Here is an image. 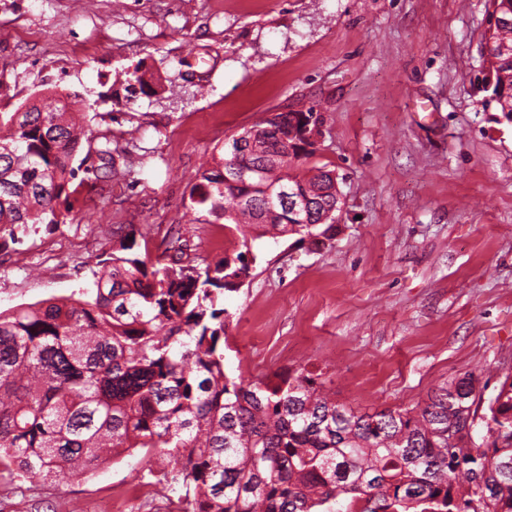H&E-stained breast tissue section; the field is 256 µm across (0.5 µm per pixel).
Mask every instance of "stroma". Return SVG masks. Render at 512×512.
<instances>
[{"instance_id":"obj_1","label":"stroma","mask_w":512,"mask_h":512,"mask_svg":"<svg viewBox=\"0 0 512 512\" xmlns=\"http://www.w3.org/2000/svg\"><path fill=\"white\" fill-rule=\"evenodd\" d=\"M489 0H0V98L68 93L76 155L110 177L67 223L0 244V311L89 287L137 225L139 249L187 240L198 263L242 235L190 210L226 139L315 110L308 167L341 193L332 237L257 240L224 295L232 375L302 368L337 403L400 410L473 374L483 398L512 374V124L481 104ZM141 70L148 87L131 93ZM143 452L83 479L0 478V512H170Z\"/></svg>"}]
</instances>
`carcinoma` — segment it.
Returning a JSON list of instances; mask_svg holds the SVG:
<instances>
[{
    "mask_svg": "<svg viewBox=\"0 0 512 512\" xmlns=\"http://www.w3.org/2000/svg\"><path fill=\"white\" fill-rule=\"evenodd\" d=\"M482 41L483 104L512 124V0H490ZM320 113L280 112L259 137L200 173L189 210L273 238H329L331 171L290 174L313 155ZM81 128L52 94L27 112H0V232L65 224ZM292 149L277 160L280 146ZM265 166L244 183L231 169ZM312 197L307 223L264 219L267 189ZM65 204L59 208V204ZM131 233L78 295L0 312V468L19 478L76 479L145 449L183 512H512V375L487 401L470 375L401 410L337 403L302 369L275 382L224 367L232 314L224 292L249 276L244 250L201 268L178 246L149 261ZM482 434V444L475 435Z\"/></svg>",
    "mask_w": 512,
    "mask_h": 512,
    "instance_id": "1",
    "label": "carcinoma"
}]
</instances>
